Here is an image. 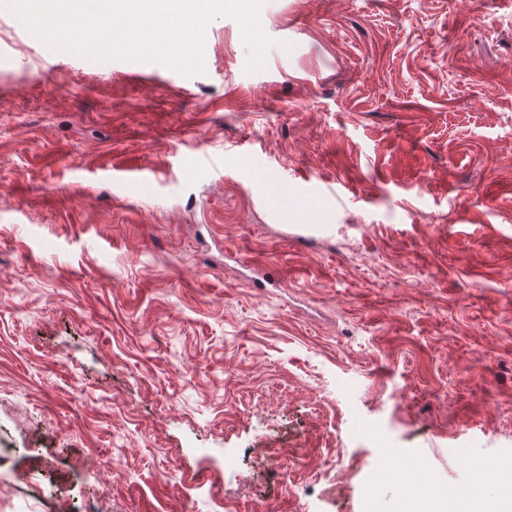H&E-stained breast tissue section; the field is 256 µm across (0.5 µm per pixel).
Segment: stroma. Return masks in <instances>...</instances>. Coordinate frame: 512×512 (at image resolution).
<instances>
[{
	"label": "stroma",
	"mask_w": 512,
	"mask_h": 512,
	"mask_svg": "<svg viewBox=\"0 0 512 512\" xmlns=\"http://www.w3.org/2000/svg\"><path fill=\"white\" fill-rule=\"evenodd\" d=\"M262 11L263 69L218 18L190 76L0 11V512L512 482V0Z\"/></svg>",
	"instance_id": "stroma-1"
}]
</instances>
